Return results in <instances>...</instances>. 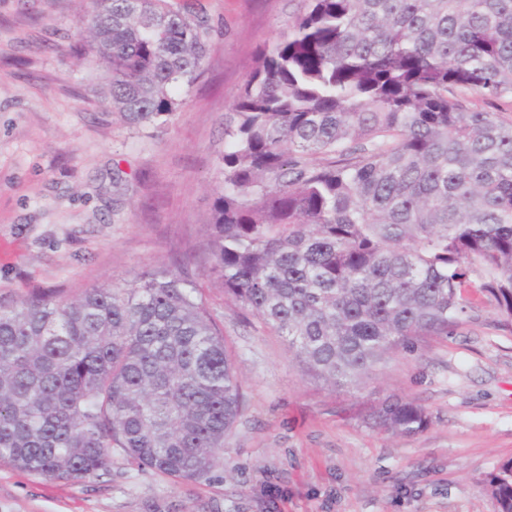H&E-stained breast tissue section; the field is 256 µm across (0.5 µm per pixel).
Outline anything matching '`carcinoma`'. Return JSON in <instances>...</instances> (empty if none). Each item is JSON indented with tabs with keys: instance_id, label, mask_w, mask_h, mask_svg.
<instances>
[{
	"instance_id": "carcinoma-1",
	"label": "carcinoma",
	"mask_w": 512,
	"mask_h": 512,
	"mask_svg": "<svg viewBox=\"0 0 512 512\" xmlns=\"http://www.w3.org/2000/svg\"><path fill=\"white\" fill-rule=\"evenodd\" d=\"M211 27L171 0H91L85 53L130 125L172 115ZM512 0H304L224 125L197 264L300 371L413 437L414 400L362 395L392 355L446 336L487 295L512 322ZM243 406L224 333L182 259L76 298L0 303V463L80 482L128 464L215 468ZM512 512V461L489 474Z\"/></svg>"
}]
</instances>
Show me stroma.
<instances>
[{"label": "stroma", "mask_w": 512, "mask_h": 512, "mask_svg": "<svg viewBox=\"0 0 512 512\" xmlns=\"http://www.w3.org/2000/svg\"><path fill=\"white\" fill-rule=\"evenodd\" d=\"M174 3L208 21L210 54L172 116L135 128L103 105L106 75L78 45L88 0H0L1 303L121 284L203 242L225 114L303 3ZM208 294L244 395L222 465L175 481L118 454L111 475L79 483L0 465V512H498L485 480L512 460V326L484 294L368 382L370 399L427 409L411 438L365 426L355 396L304 377L282 337Z\"/></svg>", "instance_id": "obj_1"}]
</instances>
